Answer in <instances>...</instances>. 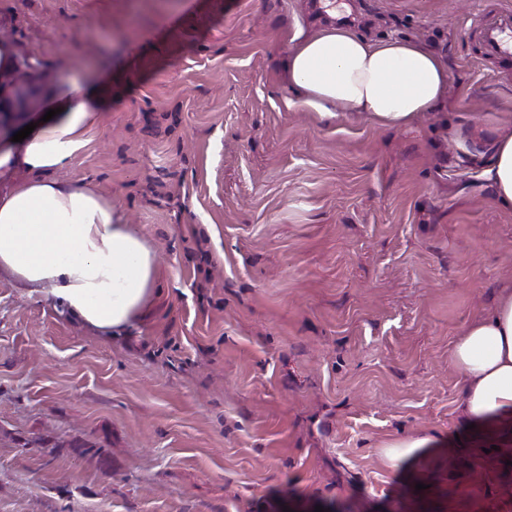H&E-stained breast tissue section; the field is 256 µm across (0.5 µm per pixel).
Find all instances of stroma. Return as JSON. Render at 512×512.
<instances>
[{
	"instance_id": "stroma-1",
	"label": "stroma",
	"mask_w": 512,
	"mask_h": 512,
	"mask_svg": "<svg viewBox=\"0 0 512 512\" xmlns=\"http://www.w3.org/2000/svg\"><path fill=\"white\" fill-rule=\"evenodd\" d=\"M512 0H0L18 132L75 80L105 119L57 171L155 252L136 328L100 334L0 274V512H512V426L462 424L448 351L512 281L487 178ZM346 26L448 67L403 129L289 106L298 37ZM430 436L391 466L381 447ZM481 26L484 54L490 58L512 57V15H491L486 9L476 13Z\"/></svg>"
}]
</instances>
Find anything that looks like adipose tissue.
<instances>
[{"label": "adipose tissue", "instance_id": "obj_1", "mask_svg": "<svg viewBox=\"0 0 512 512\" xmlns=\"http://www.w3.org/2000/svg\"><path fill=\"white\" fill-rule=\"evenodd\" d=\"M288 86L296 106L330 118L357 114L403 128L435 110L448 68L404 39L373 42L345 27L304 36L290 49ZM60 117L23 141H0V273L60 300L101 333L135 326L157 293L158 260L130 232L110 199L55 179L82 156L103 116L85 86L63 88ZM488 175L499 203L512 207V137L500 139ZM463 381L462 415L486 436L512 422V285L492 311L466 325L448 352Z\"/></svg>", "mask_w": 512, "mask_h": 512}]
</instances>
